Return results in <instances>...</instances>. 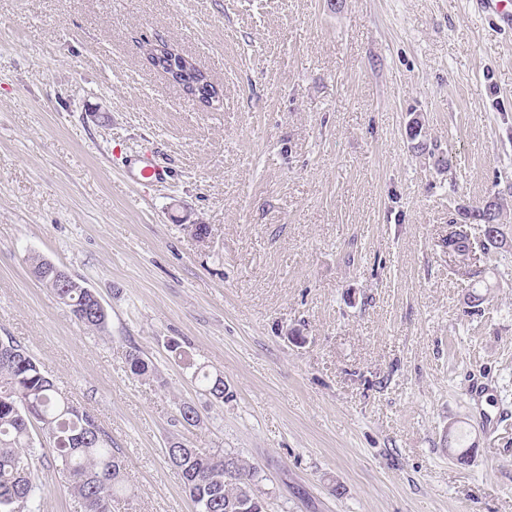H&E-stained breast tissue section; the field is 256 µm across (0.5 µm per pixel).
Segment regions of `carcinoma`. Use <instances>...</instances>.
I'll return each mask as SVG.
<instances>
[{
	"mask_svg": "<svg viewBox=\"0 0 512 512\" xmlns=\"http://www.w3.org/2000/svg\"><path fill=\"white\" fill-rule=\"evenodd\" d=\"M483 225L484 242L505 252L512 247V222L502 201L493 211L484 203L462 212ZM33 274L50 288L75 319L88 328L103 330L108 314L96 293L77 279L62 285L54 279V264L32 259ZM130 372L144 380H158L152 361L135 348L127 355ZM193 376L202 391L224 401V378L210 374L191 361ZM49 440L71 490L84 512H112V502L128 493L123 463L112 448V438L86 410L62 395L45 367L14 338H0V512H37L39 490L34 461L37 448L33 431ZM169 463L181 473L195 512H226L228 504L250 500L254 512H268L258 486V469L238 453L222 448H193L176 441L165 449Z\"/></svg>",
	"mask_w": 512,
	"mask_h": 512,
	"instance_id": "obj_1",
	"label": "carcinoma"
}]
</instances>
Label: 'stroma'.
Returning <instances> with one entry per match:
<instances>
[{
	"label": "stroma",
	"mask_w": 512,
	"mask_h": 512,
	"mask_svg": "<svg viewBox=\"0 0 512 512\" xmlns=\"http://www.w3.org/2000/svg\"><path fill=\"white\" fill-rule=\"evenodd\" d=\"M161 40L218 102L150 65ZM144 152L166 184L125 182ZM495 196L512 30L469 0H0V337L111 436L133 493L112 512H195L175 438L256 464L268 512H512V256L448 253ZM35 255L98 295L104 331ZM36 467L38 512H83L49 441ZM54 266L56 265L52 262L40 257L32 259L34 276L47 288H51L55 297L60 303L69 307L79 323L87 328L104 330L107 326L108 314L95 299L97 294L74 277L66 286L59 284L54 279ZM171 352H175L178 354L179 359L186 361L189 368H194L193 376L195 380L198 381V384L202 388V391L211 396L213 399L217 401H224V378L218 374H210L203 370V367H196V365L183 357L181 351L177 352L179 349L178 344H174L170 346ZM126 360L128 368L133 375L144 380L159 382L152 361L140 349L134 348L131 350Z\"/></svg>",
	"instance_id": "35a3bbf8"
}]
</instances>
